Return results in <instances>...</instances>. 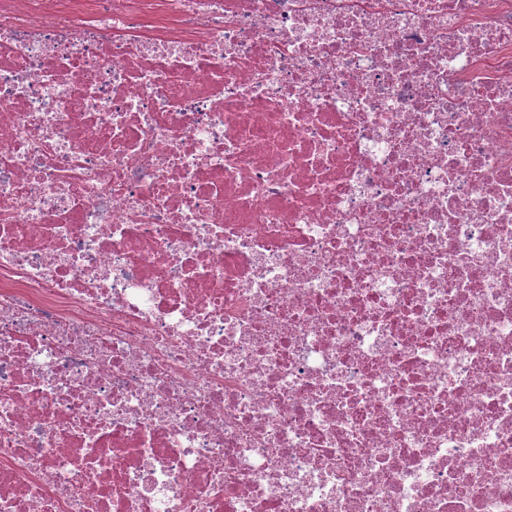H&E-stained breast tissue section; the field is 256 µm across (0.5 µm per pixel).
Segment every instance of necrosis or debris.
I'll list each match as a JSON object with an SVG mask.
<instances>
[{"mask_svg": "<svg viewBox=\"0 0 512 512\" xmlns=\"http://www.w3.org/2000/svg\"><path fill=\"white\" fill-rule=\"evenodd\" d=\"M0 512H512V0H0Z\"/></svg>", "mask_w": 512, "mask_h": 512, "instance_id": "1", "label": "necrosis or debris"}]
</instances>
